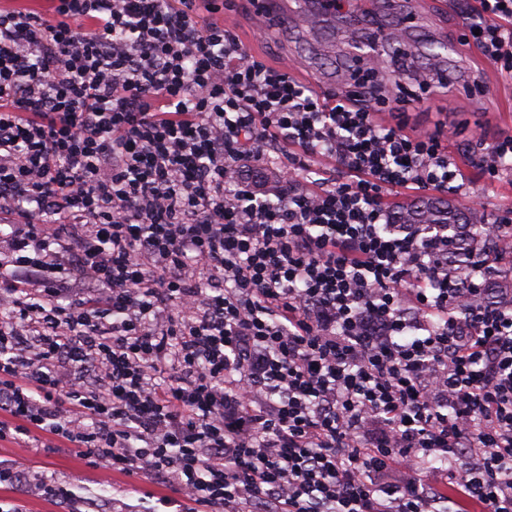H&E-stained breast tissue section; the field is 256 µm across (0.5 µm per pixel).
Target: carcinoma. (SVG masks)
<instances>
[{
  "label": "carcinoma",
  "instance_id": "1",
  "mask_svg": "<svg viewBox=\"0 0 512 512\" xmlns=\"http://www.w3.org/2000/svg\"><path fill=\"white\" fill-rule=\"evenodd\" d=\"M398 224H446L450 229L448 245L457 258L458 269H465L473 259L484 254L486 245L476 233L484 216L474 209H459L434 198L410 204L400 210Z\"/></svg>",
  "mask_w": 512,
  "mask_h": 512
}]
</instances>
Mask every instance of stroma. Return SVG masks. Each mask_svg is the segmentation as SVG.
Listing matches in <instances>:
<instances>
[{"label":"stroma","mask_w":512,"mask_h":512,"mask_svg":"<svg viewBox=\"0 0 512 512\" xmlns=\"http://www.w3.org/2000/svg\"><path fill=\"white\" fill-rule=\"evenodd\" d=\"M236 0L233 10L214 14L242 43L269 64L285 56H307L310 64L299 73L300 81L320 88L326 79H341L350 61L344 45V30L363 34L371 26L386 31L394 22L384 0H373V8L364 14L339 9L336 16L314 28L291 25L283 33H260L248 5ZM419 14L405 35L410 53L401 47L385 45L387 76L399 81L401 64L410 72L427 75L431 81H444L443 90H428L417 108L411 111L412 123L433 125L439 112L448 118V150L458 163L468 186L464 196L448 195L447 201L458 207H471L487 220H495L512 210V178L488 182L475 162V156L501 135L512 133V83L500 79L495 65L462 39L463 22L476 14L479 0H419ZM0 460L26 462L38 471L56 476L68 484L75 495L92 499L96 512H112V496L117 489H128L127 502L135 512H144L163 487L144 477L112 475L95 469L75 457L71 449L52 448L32 451L10 443L0 444Z\"/></svg>","instance_id":"35a3bbf8"}]
</instances>
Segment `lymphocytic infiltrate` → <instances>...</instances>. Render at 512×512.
Returning a JSON list of instances; mask_svg holds the SVG:
<instances>
[{
  "instance_id": "1",
  "label": "lymphocytic infiltrate",
  "mask_w": 512,
  "mask_h": 512,
  "mask_svg": "<svg viewBox=\"0 0 512 512\" xmlns=\"http://www.w3.org/2000/svg\"><path fill=\"white\" fill-rule=\"evenodd\" d=\"M197 2L0 7V442L168 512H512V289L393 221L465 194L447 145L380 69L319 95ZM467 29L512 81V0ZM16 445L2 442L0 445V460L27 462L34 469L48 476H56L68 484L78 498H90L95 504L94 512H113L112 496L116 489H136L137 492L128 494L124 501L133 506L131 512L145 510L154 504L155 498H148L151 495L159 496L167 491L158 485L150 483L144 477H128L123 475H112L95 469L83 463L75 457L69 448L43 449L35 453L31 448H16Z\"/></svg>"
}]
</instances>
